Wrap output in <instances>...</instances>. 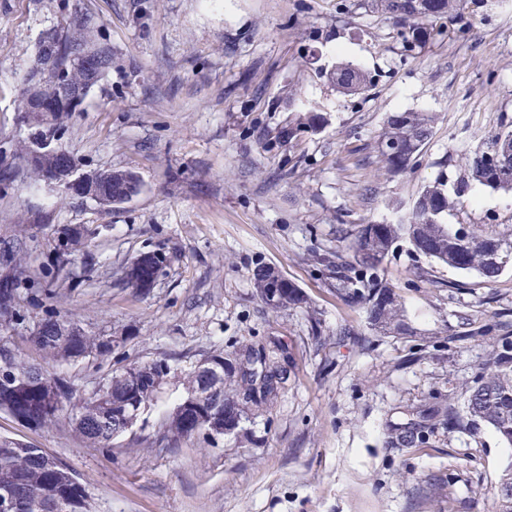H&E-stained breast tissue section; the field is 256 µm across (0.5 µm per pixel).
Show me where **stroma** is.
<instances>
[{"mask_svg": "<svg viewBox=\"0 0 512 512\" xmlns=\"http://www.w3.org/2000/svg\"><path fill=\"white\" fill-rule=\"evenodd\" d=\"M76 3L98 18L114 64L57 143L81 170L134 172L142 191L107 211L45 188L15 159L0 187V255L24 258L34 288L20 293V319L0 321V344L37 360L30 338L49 317L110 341L108 358L49 366L79 399L129 367L163 360L171 371L110 448L88 447L68 420L34 429L1 410L0 438L74 473L91 512H495L512 449L491 428L442 427L409 452L391 430L439 402L463 405L512 336V270L487 282L399 242L381 274L408 329L374 335L315 257L348 249L360 225L396 222L426 182L456 180L468 154L512 125V0H466L411 52L401 25L365 0H0V148L22 150L19 75ZM342 62L370 77L364 93L329 81ZM302 103L325 120L289 136ZM396 112L434 117L419 162L399 174L378 148ZM447 221L512 229V195L471 183ZM73 225L89 238L60 270L53 248ZM155 250L167 263L153 292L122 287L123 268ZM260 264L307 306L268 308ZM247 343L285 360L273 403L249 408L233 434L159 444L186 374ZM435 474L448 479L440 497Z\"/></svg>", "mask_w": 512, "mask_h": 512, "instance_id": "1", "label": "stroma"}]
</instances>
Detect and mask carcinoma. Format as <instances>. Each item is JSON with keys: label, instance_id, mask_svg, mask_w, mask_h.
I'll return each instance as SVG.
<instances>
[{"label": "carcinoma", "instance_id": "obj_1", "mask_svg": "<svg viewBox=\"0 0 512 512\" xmlns=\"http://www.w3.org/2000/svg\"><path fill=\"white\" fill-rule=\"evenodd\" d=\"M461 0H378L376 5L394 15L411 37L404 38L409 51L426 40L421 23L450 15ZM58 38L52 60L37 59L22 78L34 84V92L21 91L16 111L28 116L38 112L40 124L34 138L45 134L56 135L64 129V118L79 107L71 106L63 97L62 81L83 89L81 103H86L91 89L112 70V46L100 35V24L91 15L74 11L60 28L47 31ZM336 88L346 94H360L368 87L367 77L350 63H340L333 71ZM433 116L427 112H402L387 117L382 141L397 143L402 153L396 157L383 155L391 172H403L413 167L424 145L431 136ZM29 172L37 179L52 166L53 159H32L25 155ZM468 176L448 185L447 174L441 172L425 184L409 211L396 224H364L356 232L351 245L352 256L342 254L318 255L316 262L328 269L336 280V293L347 304L364 311L373 330L399 333L407 329L400 295L380 277V270L394 245L407 240L413 252L450 268L474 272L488 281L496 279L512 268V230L485 234L477 225L460 226L443 222L450 205L448 190L461 197L470 182L493 191L512 192V129L494 135L486 149L475 152L467 159ZM129 171H103L98 173L99 188L111 195L112 202L121 204L130 191ZM88 236L79 230L64 233L63 245L55 257L59 266L68 263L85 248ZM16 278L0 286V314L9 319L17 317L16 298L21 288L31 283L22 265H16ZM276 299H263L268 307L281 310L305 304L299 289L285 278L277 283ZM64 321L52 317L41 325L42 336L36 345L44 365L36 367L23 360L13 359L9 372L0 374V399L11 396L21 398L36 414L37 426L48 428L57 424L63 407L45 399L43 387L48 382L64 395V402L72 393L58 379L51 377L45 366L59 360L77 361L87 352L99 357L111 354V347L100 337L85 331L73 335L66 332ZM255 345L237 349L231 354L237 370L231 375L233 387L224 392V378L216 373L192 372L187 377V389L200 398L183 408L186 416H194L199 431L217 430L224 425V410H235L242 415L250 407L267 406L279 393L280 386L268 377L258 378L253 369ZM154 375L139 374L129 377L125 373L108 379L102 400L93 396L82 401L71 421L83 439L95 448H110L112 442L124 432L123 424L112 418V411L122 409L133 399L150 400L155 394ZM465 414L476 425L491 427L499 438L512 447V340L504 337L494 366L482 369L474 385L468 390ZM453 404H440L428 413H419L420 419H411L394 429V443L402 450L421 447L436 428L456 418ZM172 443L191 437L186 422L175 415L166 432ZM47 454L21 441L0 440V494L23 492L16 512H90L85 489L66 471H55L46 465ZM496 512H512V466L500 476L496 492Z\"/></svg>", "mask_w": 512, "mask_h": 512}]
</instances>
